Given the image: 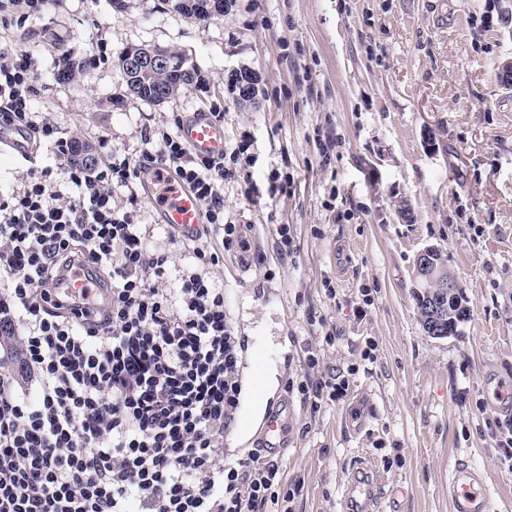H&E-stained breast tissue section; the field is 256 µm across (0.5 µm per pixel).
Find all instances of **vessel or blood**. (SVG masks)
I'll return each mask as SVG.
<instances>
[{"instance_id": "obj_1", "label": "vessel or blood", "mask_w": 512, "mask_h": 512, "mask_svg": "<svg viewBox=\"0 0 512 512\" xmlns=\"http://www.w3.org/2000/svg\"><path fill=\"white\" fill-rule=\"evenodd\" d=\"M181 139L198 156L213 157L224 151V127L207 113H188L179 130ZM142 193L151 200L161 223L169 225L181 237L194 235L204 224V208L196 195L177 181L166 167L147 164L138 170ZM89 273L79 270L62 280L57 290L67 297L90 291ZM278 354L261 339H253L248 355V393L256 414L240 419L242 432L248 433L253 447L262 449L266 458L281 457L293 437L295 410L287 395L269 397L267 371ZM386 482L383 472L364 458H355L347 475L340 501L342 512H382L381 490ZM448 501L451 512H495L488 488V476L480 467L456 460L448 478Z\"/></svg>"}]
</instances>
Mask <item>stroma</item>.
<instances>
[{
	"label": "stroma",
	"mask_w": 512,
	"mask_h": 512,
	"mask_svg": "<svg viewBox=\"0 0 512 512\" xmlns=\"http://www.w3.org/2000/svg\"><path fill=\"white\" fill-rule=\"evenodd\" d=\"M41 46L38 107L59 128L133 155L140 132L190 112L224 114L225 155L247 180L224 182V221L250 243L216 272L234 295L241 338L287 353L271 393L300 374L306 350L349 377L346 397L310 412L281 458L299 480L298 512H341L345 467L383 466L385 512H449L448 470L485 469L498 512H512V461L498 440L512 420L496 388L512 382V0H234L209 21L163 0H62L5 31ZM189 54L201 83L158 105L130 95L117 66L130 45ZM105 61L57 79L59 47ZM259 76L241 107L230 70ZM337 144L322 153L326 136ZM290 226L282 256L277 225ZM439 248L468 301L464 336L434 339L413 300L415 262ZM371 305H363V297ZM363 316H355L356 306ZM335 342L326 343L325 334ZM374 410L360 435L345 418L358 393Z\"/></svg>",
	"instance_id": "obj_1"
}]
</instances>
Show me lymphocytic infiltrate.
Here are the masks:
<instances>
[{"instance_id":"1","label":"lymphocytic infiltrate","mask_w":512,"mask_h":512,"mask_svg":"<svg viewBox=\"0 0 512 512\" xmlns=\"http://www.w3.org/2000/svg\"><path fill=\"white\" fill-rule=\"evenodd\" d=\"M60 0H0V29L42 18ZM42 56L0 46V129L54 144L0 186V512H295L301 485L259 449L224 452L242 385L241 339L215 276L230 246L223 158L195 156L176 130L145 129L138 157L100 140L105 164L73 161L75 137L36 105ZM170 168L206 222L193 238L165 228L152 246L139 222L137 171ZM183 255L174 263L171 247ZM78 266L107 286L92 306L53 288ZM308 352L285 390L311 412L349 382Z\"/></svg>"}]
</instances>
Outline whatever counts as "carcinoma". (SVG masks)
<instances>
[{"label":"carcinoma","instance_id":"1","mask_svg":"<svg viewBox=\"0 0 512 512\" xmlns=\"http://www.w3.org/2000/svg\"><path fill=\"white\" fill-rule=\"evenodd\" d=\"M140 49L132 45L120 53L117 63L128 91L143 102L159 105L188 88L198 78L196 66L181 52H170L171 69L153 72L132 71L126 65V57ZM421 324H428L438 338L458 336L470 319L467 310L448 302V289L429 285L419 288L413 295Z\"/></svg>","mask_w":512,"mask_h":512}]
</instances>
